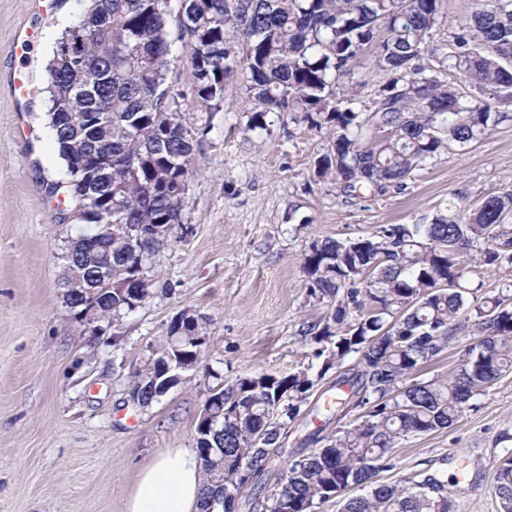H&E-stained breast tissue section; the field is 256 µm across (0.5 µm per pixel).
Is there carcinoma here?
<instances>
[{"instance_id":"carcinoma-1","label":"carcinoma","mask_w":512,"mask_h":512,"mask_svg":"<svg viewBox=\"0 0 512 512\" xmlns=\"http://www.w3.org/2000/svg\"><path fill=\"white\" fill-rule=\"evenodd\" d=\"M441 0H90L87 16L68 25L66 44L47 64L49 128L65 165L67 208L59 222L90 195L97 203L82 224L180 226L183 185L194 175L193 138L183 120L184 94H168L170 26L190 43L196 95L220 102L224 83L240 77L259 117L291 114L328 128L330 147L317 174L331 175L345 193L402 190L413 173L452 149L465 147L503 118L512 104V0H494L452 36L448 51L431 43ZM99 23L87 26L88 16ZM243 47L231 55L229 43ZM373 49L377 67L391 75L372 106L355 108V94L336 84L350 63ZM443 53L458 79L421 64L425 52ZM99 69L97 86L76 87L79 64ZM82 118V132L59 113ZM105 129L102 150L112 153L110 178H92L78 164L84 140ZM512 191L491 195L474 208L456 204L428 224H387L367 236L326 239L305 256L308 295L330 306L324 320L307 326L336 351L317 373L336 367V422L326 436L308 435L310 451L288 448V424L298 419L315 379L310 369L284 376L260 373L219 388L224 407L220 433L196 447L203 477V512H237L247 488L274 492L247 500L248 512H315L352 487L368 494L347 499L343 512H451L443 481L429 476L394 484L374 481L389 467L400 440L451 426L505 373L512 371V294L468 301L471 279L482 268L512 266ZM132 250L112 238L107 268L112 295L101 310L116 317L131 307L122 284L134 275ZM472 328L474 343L452 376L415 379L423 364ZM195 323L175 350L163 341L134 374L130 390L142 406L170 374L163 366L181 353L199 364ZM356 362L343 368L350 354ZM357 408L362 421L343 419ZM500 512H512V454L496 473Z\"/></svg>"}]
</instances>
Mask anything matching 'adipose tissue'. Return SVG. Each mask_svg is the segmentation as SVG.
<instances>
[{"mask_svg": "<svg viewBox=\"0 0 512 512\" xmlns=\"http://www.w3.org/2000/svg\"><path fill=\"white\" fill-rule=\"evenodd\" d=\"M201 487L196 453L170 449L140 470L126 512H200Z\"/></svg>", "mask_w": 512, "mask_h": 512, "instance_id": "1", "label": "adipose tissue"}]
</instances>
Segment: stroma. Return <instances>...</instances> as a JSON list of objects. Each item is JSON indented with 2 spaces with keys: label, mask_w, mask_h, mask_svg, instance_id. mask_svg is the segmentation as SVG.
<instances>
[{
  "label": "stroma",
  "mask_w": 512,
  "mask_h": 512,
  "mask_svg": "<svg viewBox=\"0 0 512 512\" xmlns=\"http://www.w3.org/2000/svg\"><path fill=\"white\" fill-rule=\"evenodd\" d=\"M435 44L487 0H442ZM87 0H0V512H125L140 469L169 448L195 446L209 390L261 372L321 367L322 346L303 333L328 306L306 293L304 257L313 244L371 234L387 224H425L448 204L473 207L512 190V105L477 142L429 161L404 190L350 196L335 178H318L326 131L284 117L255 125L239 79L224 85L219 108L197 98L186 42H176L171 77L185 95L184 120L195 140V175L183 229L155 255L152 294L98 336L79 331L60 286L65 241L50 187L64 170L47 126L46 64L55 37ZM36 34L26 53L20 32ZM26 72L35 93L17 102L9 85ZM388 76L372 52L350 65L346 84L371 105ZM207 329L204 366L184 374L151 405L129 400L130 381L181 312ZM329 380L311 392L288 445L327 417ZM512 372L501 377L448 428L406 438L378 479H447L453 512H499L500 458L512 450Z\"/></svg>",
  "instance_id": "obj_1"
}]
</instances>
